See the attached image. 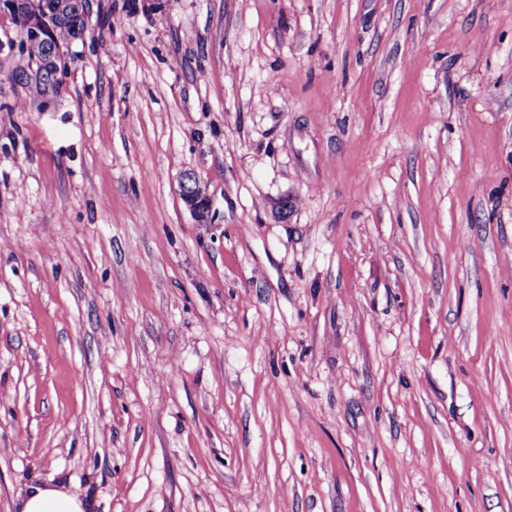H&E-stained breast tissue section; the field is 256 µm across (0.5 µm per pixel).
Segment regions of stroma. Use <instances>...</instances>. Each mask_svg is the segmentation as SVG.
<instances>
[{"label":"stroma","instance_id":"1","mask_svg":"<svg viewBox=\"0 0 512 512\" xmlns=\"http://www.w3.org/2000/svg\"><path fill=\"white\" fill-rule=\"evenodd\" d=\"M88 2L0 56V512H512V0ZM29 0L20 1L21 17H38L42 15L41 4L47 14H58L63 2L65 6L61 11V16L52 17L50 20L51 31L48 35L49 40L38 44H29L22 48L21 55L27 58L26 67H19L12 75L20 81L35 97H46L58 92L56 76L53 71L47 70L41 66V63L54 50L55 54L63 58L61 66L67 68V61L61 52V47L74 41L82 40L87 29V1L88 0H57L58 2ZM189 181H192L193 184H190ZM199 182L200 179L195 173H184L180 181V195L198 223L207 224L210 221L211 204L207 195V199H204L203 195L196 192L195 184ZM83 496L77 489L60 490L35 487L21 502V512H86Z\"/></svg>","mask_w":512,"mask_h":512}]
</instances>
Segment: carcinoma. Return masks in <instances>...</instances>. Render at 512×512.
I'll use <instances>...</instances> for the list:
<instances>
[{
	"label": "carcinoma",
	"mask_w": 512,
	"mask_h": 512,
	"mask_svg": "<svg viewBox=\"0 0 512 512\" xmlns=\"http://www.w3.org/2000/svg\"><path fill=\"white\" fill-rule=\"evenodd\" d=\"M61 2L64 3L61 15L50 20L49 40L22 49L27 64L16 69L13 74L35 97H46L58 92L55 73L41 66L44 59L52 52L62 55L61 47L82 39L87 29V0Z\"/></svg>",
	"instance_id": "1"
}]
</instances>
